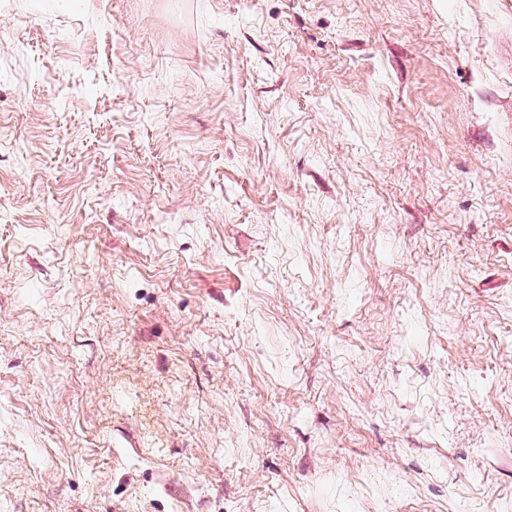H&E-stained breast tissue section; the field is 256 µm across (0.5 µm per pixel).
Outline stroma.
I'll use <instances>...</instances> for the list:
<instances>
[{"instance_id":"stroma-1","label":"stroma","mask_w":512,"mask_h":512,"mask_svg":"<svg viewBox=\"0 0 512 512\" xmlns=\"http://www.w3.org/2000/svg\"><path fill=\"white\" fill-rule=\"evenodd\" d=\"M0 512H512V0H0Z\"/></svg>"}]
</instances>
